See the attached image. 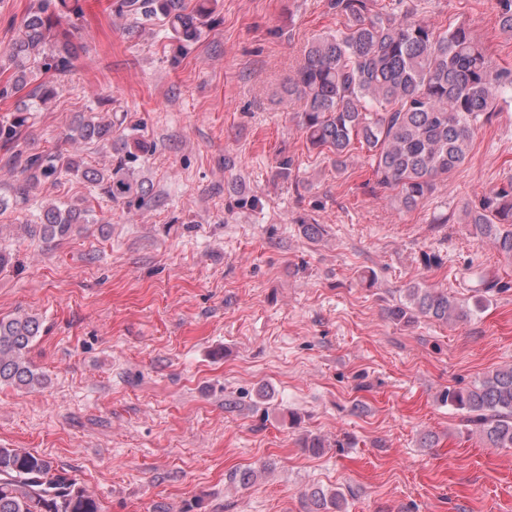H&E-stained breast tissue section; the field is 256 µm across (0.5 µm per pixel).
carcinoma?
Listing matches in <instances>:
<instances>
[{
	"label": "carcinoma",
	"mask_w": 512,
	"mask_h": 512,
	"mask_svg": "<svg viewBox=\"0 0 512 512\" xmlns=\"http://www.w3.org/2000/svg\"><path fill=\"white\" fill-rule=\"evenodd\" d=\"M497 24L512 38V0H496ZM129 15L165 14L180 42L197 38L211 17V0H196L187 9L181 0H122ZM330 11L344 19L343 28L309 43L288 77V96L303 102L298 126L310 148L328 151L342 171L355 147L366 153L372 188L385 194L398 211H409L436 189L440 180L464 164L475 129L491 122L495 101L512 96V69L498 66L473 37L468 24L446 29L420 17L404 0L377 7V0H327ZM77 11L69 0H37L23 20L19 36L6 53L14 71L0 87V96L33 85L31 96L44 104L54 88L38 82L40 66L68 74L77 53L69 33L59 30L62 14ZM28 117L18 115L0 126L3 146L14 148L10 163L21 176L15 191L26 198L37 181L81 176L103 187L114 200L143 197L142 182L129 163L136 154L124 150L107 171L84 167L81 146L112 145V122L82 117L67 138L75 153L27 154L18 149ZM85 211L68 205L43 207L39 223L24 225L30 235L49 241L68 237L86 224ZM462 223L512 259V180L483 191L463 209ZM495 287L485 273L478 276L476 296L467 306L448 290L419 283L408 285L405 301L386 309L399 324L420 318L444 324L468 322L487 302ZM40 332L33 317H0V385L34 388L44 382L28 353ZM445 403L460 424L490 448H512V365L486 373L465 387H448ZM308 512H346L341 489H315L305 494ZM0 512H104L88 489L49 458L36 452L0 447Z\"/></svg>",
	"instance_id": "cac0c4a2"
}]
</instances>
